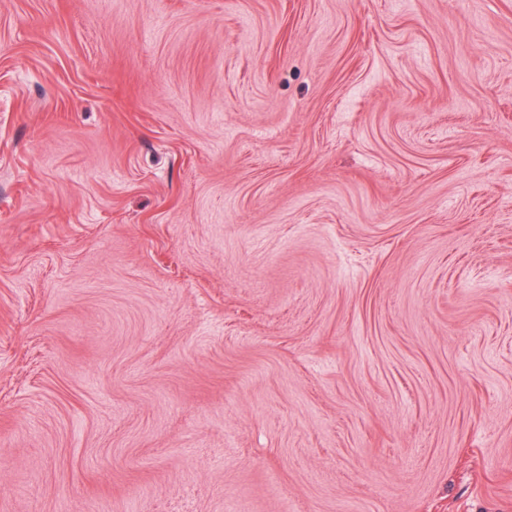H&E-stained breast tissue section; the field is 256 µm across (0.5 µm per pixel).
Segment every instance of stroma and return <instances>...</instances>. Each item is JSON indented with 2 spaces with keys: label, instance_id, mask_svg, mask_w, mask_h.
Wrapping results in <instances>:
<instances>
[{
  "label": "stroma",
  "instance_id": "35a3bbf8",
  "mask_svg": "<svg viewBox=\"0 0 512 512\" xmlns=\"http://www.w3.org/2000/svg\"><path fill=\"white\" fill-rule=\"evenodd\" d=\"M0 512H512V0H0Z\"/></svg>",
  "mask_w": 512,
  "mask_h": 512
}]
</instances>
